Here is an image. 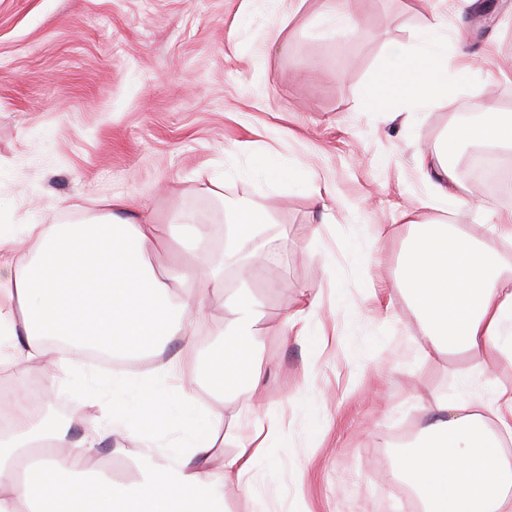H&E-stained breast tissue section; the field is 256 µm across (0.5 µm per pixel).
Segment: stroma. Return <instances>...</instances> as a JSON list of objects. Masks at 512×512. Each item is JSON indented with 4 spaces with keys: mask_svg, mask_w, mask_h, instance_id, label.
Here are the masks:
<instances>
[{
    "mask_svg": "<svg viewBox=\"0 0 512 512\" xmlns=\"http://www.w3.org/2000/svg\"><path fill=\"white\" fill-rule=\"evenodd\" d=\"M448 41L456 14L468 22L473 83L447 105L371 112L361 96L393 46H418L425 24L409 0H361L357 24L332 34L311 0H0V224L64 220L60 202L94 206L113 195L165 221L196 213L212 243L239 210L266 213L272 264L248 282L224 261L229 291L245 289L268 314L315 297L313 333L283 338L268 323L255 343L265 399L248 385L226 394L225 415L263 409L284 431L256 467L255 489L275 512L305 499L313 512H406L392 461L403 435L424 422L420 394L452 395L481 365L468 352L422 360L419 324L395 286L415 221H444L479 243L512 198L481 192L479 208L433 199L417 164L452 132L461 104L512 113V0L484 14L481 0H431ZM294 14L287 30L280 11ZM271 152L326 186L327 211L311 198L251 174ZM223 177L222 197L209 191ZM377 224L394 233L374 237ZM223 342L172 343L173 385L204 405V364ZM34 365L12 376L37 413L70 422L73 436L99 423L101 406L77 391L49 393ZM115 487L140 479V457L105 439L91 459Z\"/></svg>",
    "mask_w": 512,
    "mask_h": 512,
    "instance_id": "stroma-1",
    "label": "stroma"
}]
</instances>
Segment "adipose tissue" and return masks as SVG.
Returning <instances> with one entry per match:
<instances>
[{
    "label": "adipose tissue",
    "mask_w": 512,
    "mask_h": 512,
    "mask_svg": "<svg viewBox=\"0 0 512 512\" xmlns=\"http://www.w3.org/2000/svg\"><path fill=\"white\" fill-rule=\"evenodd\" d=\"M476 73L469 61L449 68L448 43L435 21L416 51L396 48L382 58L364 97L379 112L422 108L455 97ZM464 143L512 147V114L494 106L470 113L452 136L419 155L436 177L438 197L455 207L472 203L459 193L453 168ZM251 170L322 193L312 176L271 153L257 155ZM494 220L497 237L488 244L444 224L410 222L395 283L418 316L422 359L465 350L512 368V268L499 254L512 244V211ZM266 222V215L246 210L224 229L225 249L243 255L255 277ZM163 245L179 248L183 240L172 225L134 211L121 197L62 224H19L0 233V366L50 361L53 391L60 372L76 368L90 346L127 356L162 352L174 338L192 346L207 323L206 297L223 292L224 269L201 264L192 299H173L146 260ZM225 307L226 340L210 357L205 384L220 395L244 382L260 391L254 344L262 315L235 293L226 294ZM51 337L65 339L68 349L48 345ZM172 371L164 363L125 381L94 378L90 393L104 402L105 424L85 428L75 442L70 424L33 418L22 390L12 391L8 430L0 434V512H224L225 489L251 491L255 464L280 437L282 419L267 413L225 420L223 411L169 385ZM421 401L427 423L396 456L394 470L424 512H512V453L504 449L512 440V387H497L493 403L483 406L470 396L428 394ZM226 425L237 446L230 456L215 450ZM170 429L178 433L177 451L143 456L132 487L114 488L103 472L86 467L104 437L149 449Z\"/></svg>",
    "instance_id": "ef3b65f1"
}]
</instances>
